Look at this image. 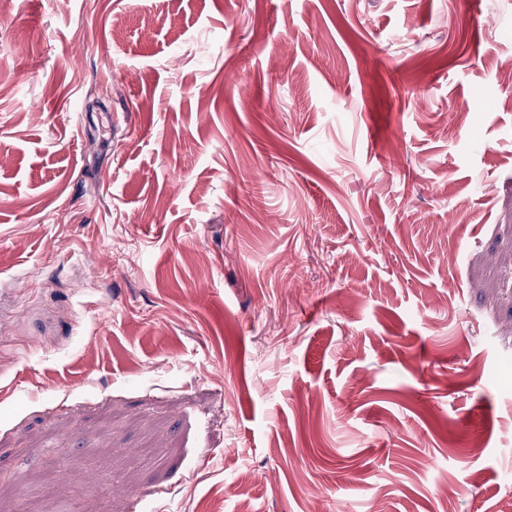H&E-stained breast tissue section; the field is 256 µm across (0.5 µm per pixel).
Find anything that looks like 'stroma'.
<instances>
[{"mask_svg": "<svg viewBox=\"0 0 512 512\" xmlns=\"http://www.w3.org/2000/svg\"><path fill=\"white\" fill-rule=\"evenodd\" d=\"M511 68L512 0H0V512H501Z\"/></svg>", "mask_w": 512, "mask_h": 512, "instance_id": "35a3bbf8", "label": "stroma"}]
</instances>
